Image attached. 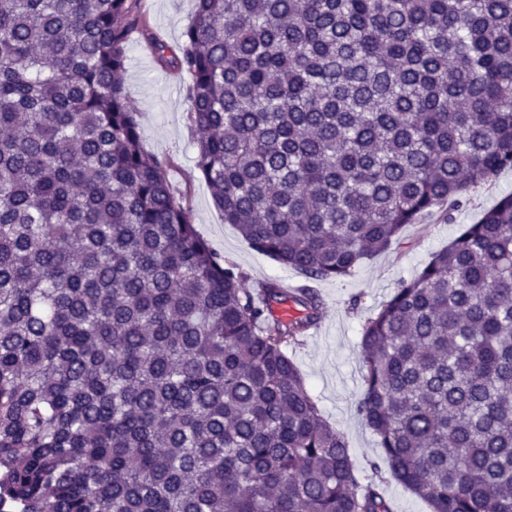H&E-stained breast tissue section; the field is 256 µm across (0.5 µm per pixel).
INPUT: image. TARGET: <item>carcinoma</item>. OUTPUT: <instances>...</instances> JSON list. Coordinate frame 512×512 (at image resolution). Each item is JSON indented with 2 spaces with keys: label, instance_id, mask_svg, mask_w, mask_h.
Returning <instances> with one entry per match:
<instances>
[{
  "label": "carcinoma",
  "instance_id": "carcinoma-1",
  "mask_svg": "<svg viewBox=\"0 0 512 512\" xmlns=\"http://www.w3.org/2000/svg\"><path fill=\"white\" fill-rule=\"evenodd\" d=\"M0 0V512H391L288 347L404 228L512 169V0ZM186 74L224 223L140 146L133 36ZM356 410L430 512H512V195L362 328ZM139 5L147 21L169 45L181 41L194 17V0H140Z\"/></svg>",
  "mask_w": 512,
  "mask_h": 512
}]
</instances>
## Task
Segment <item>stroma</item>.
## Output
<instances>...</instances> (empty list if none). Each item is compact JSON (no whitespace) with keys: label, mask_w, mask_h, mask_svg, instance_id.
Here are the masks:
<instances>
[{"label":"stroma","mask_w":512,"mask_h":512,"mask_svg":"<svg viewBox=\"0 0 512 512\" xmlns=\"http://www.w3.org/2000/svg\"><path fill=\"white\" fill-rule=\"evenodd\" d=\"M140 10L168 44H178L194 17L195 0H139ZM125 89L137 112L145 152L167 159V177L176 197L185 200L198 235L212 249L242 268L247 285L273 279L302 283L297 271L250 248L234 225L212 201L205 180L195 167L196 133L187 116L186 79L159 66L151 50L131 42L125 70ZM512 195V170L472 188L455 208L451 220L436 214L408 225L399 248L365 260L340 280L316 282L324 302L319 326L288 354L302 373L309 393L323 416L344 434L355 469L375 480L393 512H429L428 505L396 482L389 471L373 472L383 452L377 437L356 412L362 391L360 340L365 321L377 313L397 283L412 278L461 232L502 197Z\"/></svg>","instance_id":"stroma-1"}]
</instances>
